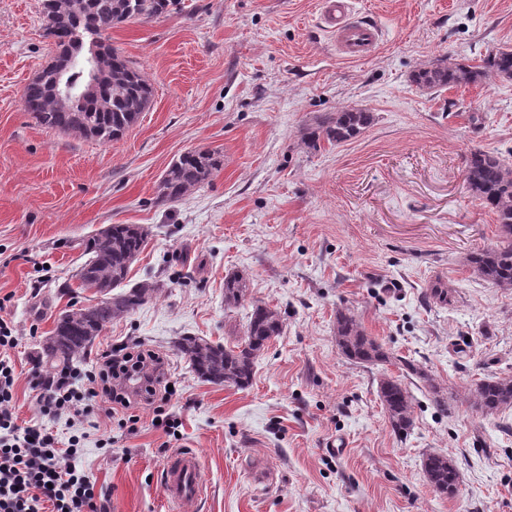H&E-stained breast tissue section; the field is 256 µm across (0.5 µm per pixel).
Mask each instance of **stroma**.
Segmentation results:
<instances>
[{"instance_id": "stroma-1", "label": "stroma", "mask_w": 512, "mask_h": 512, "mask_svg": "<svg viewBox=\"0 0 512 512\" xmlns=\"http://www.w3.org/2000/svg\"><path fill=\"white\" fill-rule=\"evenodd\" d=\"M354 9L384 30L357 61L337 55L318 0H176L107 30L153 95L123 138L103 144L24 111L23 89L56 45L41 0H0V321L18 339L13 405L60 447L80 436L78 461L111 512H512V409L485 416L469 402L480 379L512 378V288L467 264L497 227L465 176L474 148L512 163V80L434 93L410 81L438 56L476 66L512 48V0H356ZM342 107L374 120L350 142L307 147L306 127ZM191 150L221 153L222 169L183 200L158 203L162 175ZM112 224L147 228L126 284L161 291L104 329L70 382L89 387L114 346L158 352L175 388L174 436L139 396L134 433L99 399L80 422L41 415L27 375L59 314L75 300L95 303L93 291L68 288L85 241ZM234 272L249 277L250 296L229 309L224 278ZM438 278L448 301L428 295ZM256 302L276 308L283 327L252 382L198 378L175 341L236 345ZM341 310L390 362L341 354ZM405 360L427 380L403 370ZM386 377L412 398L404 438L378 396ZM184 451L198 455L208 485L201 503L180 509L161 471ZM428 453L455 461V497L430 487Z\"/></svg>"}]
</instances>
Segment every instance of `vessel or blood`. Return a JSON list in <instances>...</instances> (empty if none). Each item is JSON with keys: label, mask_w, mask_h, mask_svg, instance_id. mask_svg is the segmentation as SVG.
<instances>
[{"label": "vessel or blood", "mask_w": 512, "mask_h": 512, "mask_svg": "<svg viewBox=\"0 0 512 512\" xmlns=\"http://www.w3.org/2000/svg\"><path fill=\"white\" fill-rule=\"evenodd\" d=\"M321 23L336 41V50L348 60H360L374 52L383 33L378 24L354 14L353 0H320ZM171 503L185 505L202 499L206 477L197 456L191 452L172 456L162 471Z\"/></svg>", "instance_id": "b4317fda"}]
</instances>
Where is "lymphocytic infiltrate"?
<instances>
[{
    "mask_svg": "<svg viewBox=\"0 0 512 512\" xmlns=\"http://www.w3.org/2000/svg\"><path fill=\"white\" fill-rule=\"evenodd\" d=\"M164 359L157 352L121 345L100 355L98 371L89 389L72 388L68 378L52 381L39 397L43 415L82 416V401L97 397L121 405L127 412L120 426L136 425L131 400L115 383L142 374L149 399L162 394ZM16 367L0 358V512H108L106 496L89 474L77 468L79 437L58 447L51 432L35 424H19L12 409Z\"/></svg>",
    "mask_w": 512,
    "mask_h": 512,
    "instance_id": "lymphocytic-infiltrate-1",
    "label": "lymphocytic infiltrate"
}]
</instances>
